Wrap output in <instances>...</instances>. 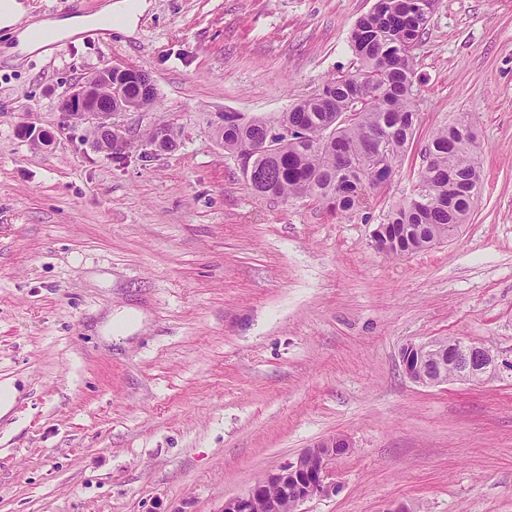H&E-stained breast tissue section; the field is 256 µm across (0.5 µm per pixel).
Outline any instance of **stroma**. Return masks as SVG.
I'll list each match as a JSON object with an SVG mask.
<instances>
[{
  "instance_id": "obj_1",
  "label": "stroma",
  "mask_w": 512,
  "mask_h": 512,
  "mask_svg": "<svg viewBox=\"0 0 512 512\" xmlns=\"http://www.w3.org/2000/svg\"><path fill=\"white\" fill-rule=\"evenodd\" d=\"M373 4L151 0L132 27L21 57L0 28V512H222L339 434L351 451L299 512H512V371L425 387L400 360L465 337L512 362V0H437L413 51L414 140L351 218L258 198L215 135L225 113L276 117L350 70ZM107 62L157 92L120 116L136 147L119 159L60 123ZM462 114L484 177L470 220L379 253L374 230ZM160 121L177 150L152 151ZM125 306L141 328L103 332Z\"/></svg>"
}]
</instances>
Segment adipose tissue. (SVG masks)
Here are the masks:
<instances>
[{
  "label": "adipose tissue",
  "instance_id": "ef3b65f1",
  "mask_svg": "<svg viewBox=\"0 0 512 512\" xmlns=\"http://www.w3.org/2000/svg\"><path fill=\"white\" fill-rule=\"evenodd\" d=\"M148 7L149 0H110L90 16L37 20L26 0H0V27L11 30L16 39V52L25 55L51 41L106 27L114 18L125 25H134Z\"/></svg>",
  "mask_w": 512,
  "mask_h": 512
}]
</instances>
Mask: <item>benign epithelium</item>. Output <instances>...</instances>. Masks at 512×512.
<instances>
[{"mask_svg":"<svg viewBox=\"0 0 512 512\" xmlns=\"http://www.w3.org/2000/svg\"><path fill=\"white\" fill-rule=\"evenodd\" d=\"M135 74L141 84L138 97L127 99L120 80ZM156 92L152 78L135 67L107 63L75 87L64 100L63 124L81 123L88 127L91 144L100 153L112 154V144L119 143L129 150L133 138L117 121L126 112H146L151 108ZM288 137V128L274 126V132L260 144L238 155L242 173H252L253 157L271 155L279 140ZM173 130H156L150 145L157 151L176 146ZM404 373L423 386H436L448 381L480 383L495 377L500 370L496 355L487 347L464 339L434 340L410 344L401 352ZM453 373H448V369ZM351 448L348 439L332 437L303 450L277 471L267 474L244 493L224 500L222 512H282V502L297 506L317 495L326 493L329 464Z\"/></svg>","mask_w":512,"mask_h":512,"instance_id":"benign-epithelium-1","label":"benign epithelium"}]
</instances>
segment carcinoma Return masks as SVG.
<instances>
[{"label": "carcinoma", "instance_id": "cac0c4a2", "mask_svg": "<svg viewBox=\"0 0 512 512\" xmlns=\"http://www.w3.org/2000/svg\"><path fill=\"white\" fill-rule=\"evenodd\" d=\"M415 0H376L350 36L353 70L288 107L277 121L295 130L278 152L255 159L247 179L260 197H313L338 215L364 207L368 189L385 181L414 134L412 49L429 16ZM271 122L238 120L217 129L224 151L238 155L266 138ZM480 144L466 119L439 129L424 149L418 188L375 233L386 254L425 251L466 223L482 186Z\"/></svg>", "mask_w": 512, "mask_h": 512}]
</instances>
